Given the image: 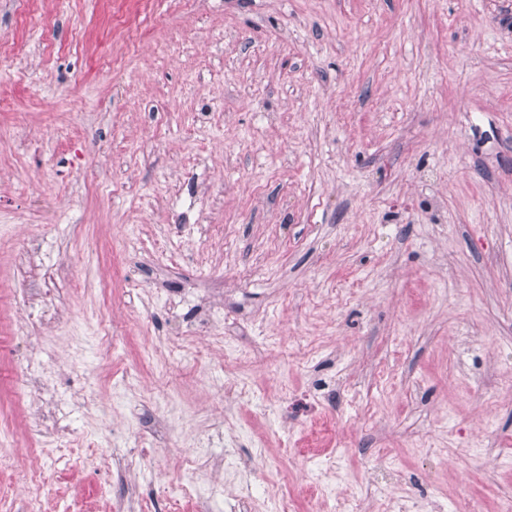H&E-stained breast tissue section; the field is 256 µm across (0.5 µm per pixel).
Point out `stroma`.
<instances>
[{"label":"stroma","mask_w":512,"mask_h":512,"mask_svg":"<svg viewBox=\"0 0 512 512\" xmlns=\"http://www.w3.org/2000/svg\"><path fill=\"white\" fill-rule=\"evenodd\" d=\"M105 29L0 0V294L57 305L0 324V512H217L223 457L288 512L512 503V6L140 0L102 74Z\"/></svg>","instance_id":"obj_1"}]
</instances>
